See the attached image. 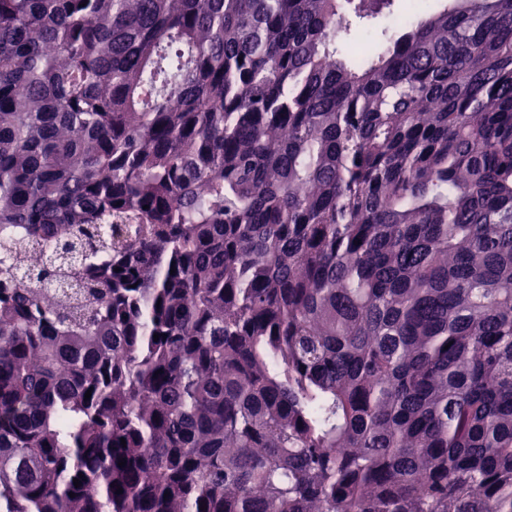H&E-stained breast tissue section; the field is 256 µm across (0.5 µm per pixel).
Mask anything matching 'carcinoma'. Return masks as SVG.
<instances>
[{"instance_id":"obj_1","label":"carcinoma","mask_w":512,"mask_h":512,"mask_svg":"<svg viewBox=\"0 0 512 512\" xmlns=\"http://www.w3.org/2000/svg\"><path fill=\"white\" fill-rule=\"evenodd\" d=\"M392 3L0 0V512H512V0ZM448 3V0H395L393 17L418 20L443 9ZM389 19H383L353 28L350 35V41L367 42L371 49L378 48L380 42L377 41V38L380 33V29L384 24H389Z\"/></svg>"}]
</instances>
